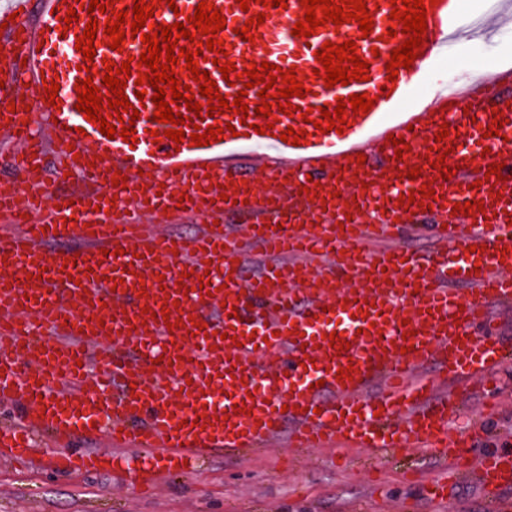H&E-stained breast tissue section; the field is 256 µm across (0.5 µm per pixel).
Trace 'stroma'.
<instances>
[{
    "label": "stroma",
    "instance_id": "35a3bbf8",
    "mask_svg": "<svg viewBox=\"0 0 512 512\" xmlns=\"http://www.w3.org/2000/svg\"><path fill=\"white\" fill-rule=\"evenodd\" d=\"M510 66L512 28L484 44L450 53L433 67L429 83L465 82L474 72ZM491 386L501 399L495 416L485 418L482 395H470L464 415L449 423L448 433L461 436L471 423H481L488 431L485 448L512 450V362L492 377ZM69 450L116 454L125 463L118 470L78 471L56 447L43 444L25 467L0 464V512H228L239 504L253 512H349L354 503L370 498L381 512H400L403 504L407 512H484L476 480L458 482L443 502L427 498L418 484L405 482L403 473L411 464L425 479L442 475L445 461L429 452L416 459L398 453L375 481L366 470L343 468L349 452L336 447L309 450L294 469L283 466V450L277 445L244 459L219 451L198 470L162 478L157 490L144 493L134 479L139 450L113 447L104 437L76 438Z\"/></svg>",
    "mask_w": 512,
    "mask_h": 512
}]
</instances>
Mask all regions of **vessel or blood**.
Returning <instances> with one entry per match:
<instances>
[{"mask_svg":"<svg viewBox=\"0 0 512 512\" xmlns=\"http://www.w3.org/2000/svg\"><path fill=\"white\" fill-rule=\"evenodd\" d=\"M199 3L159 0L152 21L174 24ZM213 3L226 18L217 37L237 70L253 62L291 69L307 93L291 97L294 112L258 117V88L228 85L217 65L200 62L220 94L243 96L250 113L231 132L226 113L184 125L179 145L153 138L166 126L154 119L155 103L136 97L150 83L126 80L139 115L122 118L134 120L135 143L107 138L78 111L77 81L91 79L108 95L105 60L119 64L147 49L129 37L112 50L101 32L85 62L77 38L89 19H108L91 14L90 0H76L70 28L62 0H10L0 12V142L16 171L12 195L0 196V336L10 340L0 349V405L28 404L17 425L0 430V457L26 459L41 439L103 436L143 452L136 476L151 487L215 451L242 457L279 439L296 451L360 448L376 461L398 449L434 448L450 481L476 474L487 512H502L512 453L474 454L482 428L453 438L446 426L461 412L457 388L484 384L512 359L491 315L512 308V69L437 95L421 110L406 99L425 66L462 36L512 26V0L487 9L474 27L459 0H438L427 9L416 60L392 83L386 64L407 36L390 0H365L370 34L354 20L324 24L307 38L293 34L306 17L300 0L282 7L251 0L245 11L238 0ZM246 25L249 42L238 34ZM348 40L369 63V78L326 87L316 52ZM54 80L60 89L51 107L44 84ZM363 93L376 102L349 115L343 133L315 131L322 110ZM497 112L505 117L501 133L487 136ZM444 123L452 132L435 141ZM215 125L224 129L217 142L192 143L194 129ZM289 128L306 129L299 145L282 141ZM394 137L409 152L396 156ZM444 149L455 168L448 179L430 165ZM496 162L509 181L487 177ZM412 166L421 179L408 177ZM51 170L71 174L86 192L72 199L56 192ZM117 172L127 176L125 187H114ZM426 181L430 206L399 208V196ZM469 201L482 209L454 213V204ZM229 216L246 226L226 224ZM416 220L434 226L429 253L400 244L404 225ZM170 224L198 231L176 237ZM60 241L73 243L74 265L66 251L48 252ZM259 255L260 272L246 275ZM30 274L39 278L32 289L24 286ZM202 277L208 288L199 287ZM335 331L349 342L346 353L331 347ZM341 368L350 379H338ZM52 382L62 393L49 395Z\"/></svg>","mask_w":512,"mask_h":512,"instance_id":"vessel-or-blood-1","label":"vessel or blood"}]
</instances>
